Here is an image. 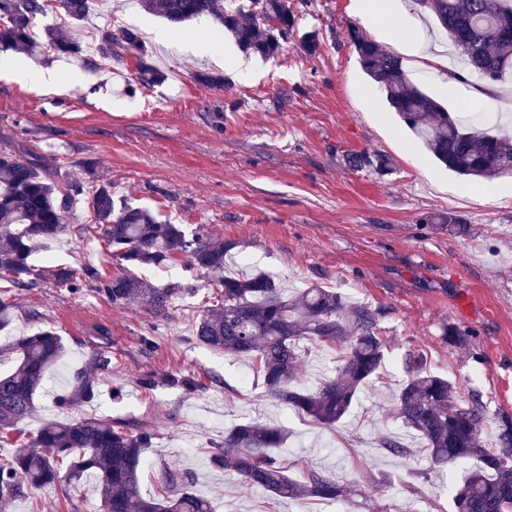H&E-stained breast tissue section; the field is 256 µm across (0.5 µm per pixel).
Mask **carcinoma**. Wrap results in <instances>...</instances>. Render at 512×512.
<instances>
[{
	"mask_svg": "<svg viewBox=\"0 0 512 512\" xmlns=\"http://www.w3.org/2000/svg\"><path fill=\"white\" fill-rule=\"evenodd\" d=\"M58 9L76 24L88 16L93 0H57ZM444 30L460 60L452 76L467 82L477 76L489 84L512 73V0H418ZM146 14L172 23L211 17L247 55L271 58L288 42L295 15L288 0H138ZM48 0H0V47L33 52L47 45L60 55L80 58L95 69L97 58H136L142 85L159 84L164 75L150 63L148 48L132 29L106 28L92 48L67 36L46 21ZM360 64L376 82L389 106L448 170L466 178L512 176V136L497 126L466 124L409 81L398 57L363 36L349 33ZM198 85L223 88L224 75L198 70ZM91 202L103 245L122 273L99 280V291L117 307L138 304L155 314L164 312L183 293L177 286L157 287L136 274L177 254L193 267L216 276V301L206 306L195 326L202 345L255 360L268 397L292 408L309 421L332 428L349 412L362 388L384 363L387 344L379 336L375 313L349 302L337 291L313 284L292 296L263 274L224 275L228 245L212 234L189 235L180 224L163 223L150 210L112 195V185L90 181ZM84 184L56 180L39 159L24 160L0 151V282L10 288L51 283L76 289L73 270L39 266L34 258L46 242L65 229V217ZM430 223L450 235L467 232L460 215H436ZM308 340L338 354L332 376L313 385L301 382ZM62 338L40 330L0 347V357L13 363L0 372V443L14 448L0 459V509L28 488L91 480L99 490V512H214L212 499L193 491L189 472L166 475L163 494L144 495L141 476L154 433L115 428L102 416L83 415L49 420L31 436L19 423L34 410L46 371L64 355ZM406 381L392 396L404 427L422 440L438 467L466 463L468 471L452 497V512H512V415L500 414L494 447H486L483 425L487 406L480 393L461 394L455 382L427 370L424 355L410 350L403 360ZM96 397L95 380L77 377L74 391L58 396L64 409ZM278 427L252 422L238 424L210 451L215 469L230 468L240 480L281 498L330 501L341 496L337 482L313 469L303 479L288 475V465L275 454L284 443ZM381 447L395 456L408 454L400 437L388 435Z\"/></svg>",
	"mask_w": 512,
	"mask_h": 512,
	"instance_id": "carcinoma-1",
	"label": "carcinoma"
}]
</instances>
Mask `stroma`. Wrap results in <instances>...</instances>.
Masks as SVG:
<instances>
[{"instance_id": "1", "label": "stroma", "mask_w": 512, "mask_h": 512, "mask_svg": "<svg viewBox=\"0 0 512 512\" xmlns=\"http://www.w3.org/2000/svg\"><path fill=\"white\" fill-rule=\"evenodd\" d=\"M352 2L289 0L298 35L318 32V53L305 54L295 38L277 57L253 56L241 68L232 38L214 43L212 19L175 25L144 15L133 0H94L91 18L65 25V32L81 40L106 26L136 29L165 81L141 85L131 56L90 71L52 52L0 51V60L20 59L30 71L60 77L46 88L0 70V150L40 157L61 178L93 170L111 181L116 198L187 233L223 238L230 246L225 272H262L288 288L316 282L340 289L376 313L388 347L378 379L335 429L304 420L266 397L251 360L197 341L194 325L212 291L210 275L183 255L141 268L148 282L195 292L160 314L118 308L85 278L91 269L120 274L119 265L97 234L69 229L43 256L74 270L83 288H0L13 316L0 344L51 328L66 347L23 430L84 413L132 432L152 430L143 493L158 494L165 472L189 471L195 491L212 497L218 512H402L410 503L420 512H449L450 485L461 482L466 466L451 475L433 468L391 398L406 378L404 353L419 349L430 371L461 392L482 395L485 438H492L499 414H512V195L504 193L512 179L470 183L414 142L349 43L352 27L380 38ZM158 30L171 39L156 41ZM399 58L409 80L449 109L512 106V76L490 93L471 81L450 92L447 69H431L414 54ZM198 69L223 74V88L199 86L192 77ZM357 152L382 156L387 171L351 168L347 157ZM448 213L466 218L467 235L424 221ZM447 323L467 333L464 349L443 343ZM100 352L110 357L109 370L97 369ZM80 373L94 378L97 398L58 409L55 395L73 390ZM184 377L194 389L179 386ZM249 421L287 429L282 453L291 475L303 467L323 472L352 499L286 502L261 489L241 490L234 472L211 468V448ZM386 435L401 436L410 455L381 448ZM98 501L94 484L61 483L26 491L9 512H97Z\"/></svg>"}]
</instances>
